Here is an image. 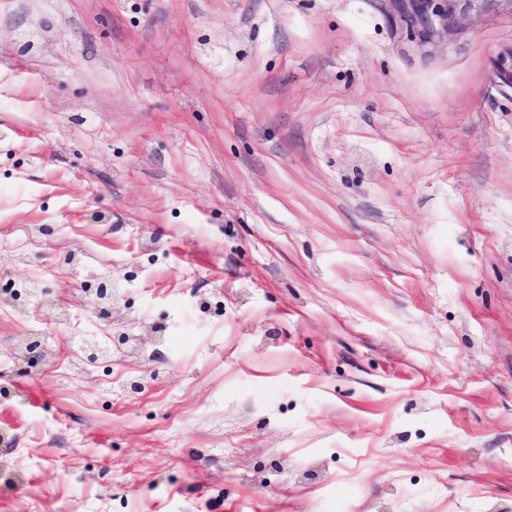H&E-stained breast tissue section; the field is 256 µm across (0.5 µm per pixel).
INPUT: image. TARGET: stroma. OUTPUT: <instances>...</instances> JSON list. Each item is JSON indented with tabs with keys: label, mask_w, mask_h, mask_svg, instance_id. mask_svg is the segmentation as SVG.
I'll list each match as a JSON object with an SVG mask.
<instances>
[{
	"label": "stroma",
	"mask_w": 512,
	"mask_h": 512,
	"mask_svg": "<svg viewBox=\"0 0 512 512\" xmlns=\"http://www.w3.org/2000/svg\"><path fill=\"white\" fill-rule=\"evenodd\" d=\"M511 44L492 11L417 48L386 0H0V289L43 291L0 308V512H512ZM96 288V293L94 298L91 299V303L99 309L101 315L108 316L110 314L108 308L112 305L113 310L114 299L117 298L112 289V278L99 281Z\"/></svg>",
	"instance_id": "1"
}]
</instances>
